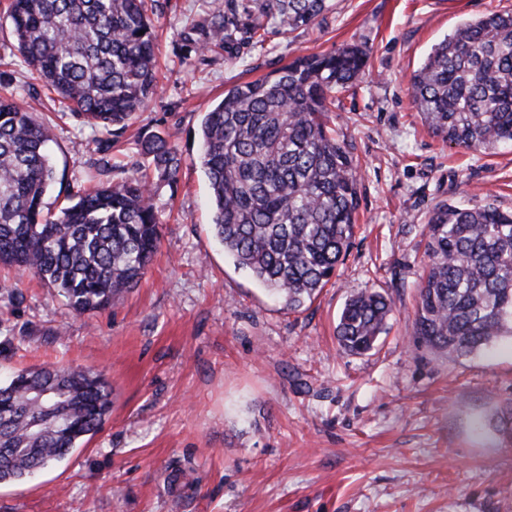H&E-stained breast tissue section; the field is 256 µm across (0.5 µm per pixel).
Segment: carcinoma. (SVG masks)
Here are the masks:
<instances>
[{"label":"carcinoma","mask_w":512,"mask_h":512,"mask_svg":"<svg viewBox=\"0 0 512 512\" xmlns=\"http://www.w3.org/2000/svg\"><path fill=\"white\" fill-rule=\"evenodd\" d=\"M330 0H225L193 27L203 50L241 35L257 42L313 24ZM21 63L91 127L122 130L156 89V35L146 0H9ZM365 53L347 46L297 58L239 83L203 118L197 162L212 200L211 230L237 266L283 308L300 311L330 282L352 244L358 164L328 126V103L353 84ZM412 100L443 142L471 151L512 142V14L457 26L410 78ZM48 126L0 94V264L48 282L78 315L105 309L145 276L160 243L149 183L126 177L52 212ZM143 152L165 178L182 162L161 138ZM416 336L469 357L512 337V213L445 204L425 224ZM392 302L352 292L336 324L340 349L375 346ZM112 413V386L89 369H24L0 385V485L68 458Z\"/></svg>","instance_id":"carcinoma-1"}]
</instances>
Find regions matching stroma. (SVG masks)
Segmentation results:
<instances>
[{
  "mask_svg": "<svg viewBox=\"0 0 512 512\" xmlns=\"http://www.w3.org/2000/svg\"><path fill=\"white\" fill-rule=\"evenodd\" d=\"M311 26L263 42L195 50L185 31L224 0H154L158 90L122 136L93 129L18 59L0 27V93L51 125L50 209L148 175L161 240L139 285L75 315L55 291L0 267V379L43 363L105 374L102 430L65 461L0 485V512H512V441L490 421L512 404V338L467 358L414 334L428 215L443 204L512 211V144L472 152L435 137L410 76L462 22L512 0H331ZM349 45L367 54L330 125L358 161L352 246L299 312L284 310L214 238L196 161L205 112L234 83ZM182 165L149 175L138 142ZM393 302L376 347L347 355L336 322L351 292ZM143 152L148 163L153 165L162 177L170 179L181 166L182 158L177 150L161 138L147 139L143 145Z\"/></svg>",
  "mask_w": 512,
  "mask_h": 512,
  "instance_id": "stroma-1",
  "label": "stroma"
}]
</instances>
